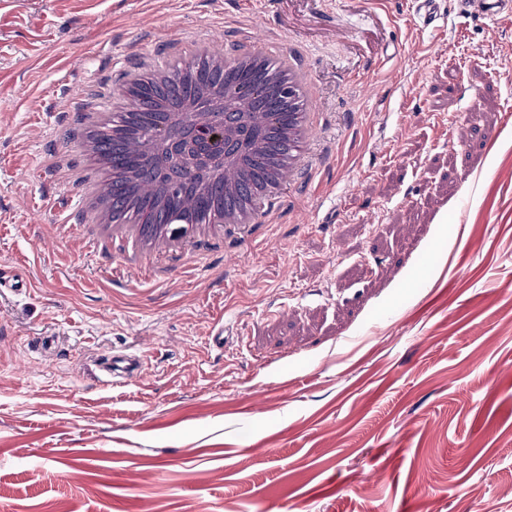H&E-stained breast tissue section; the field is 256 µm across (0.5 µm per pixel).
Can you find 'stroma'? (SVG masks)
<instances>
[{"instance_id":"stroma-1","label":"stroma","mask_w":512,"mask_h":512,"mask_svg":"<svg viewBox=\"0 0 512 512\" xmlns=\"http://www.w3.org/2000/svg\"><path fill=\"white\" fill-rule=\"evenodd\" d=\"M410 2L0 0V512H512V16ZM257 32L315 126L264 222L103 233L85 129ZM411 14L421 30L437 28L441 19H447L445 0H412ZM104 370L112 376L113 382L121 375L125 377H133L140 373L142 362L140 357L131 354H115L104 360ZM119 374V376L117 375Z\"/></svg>"}]
</instances>
